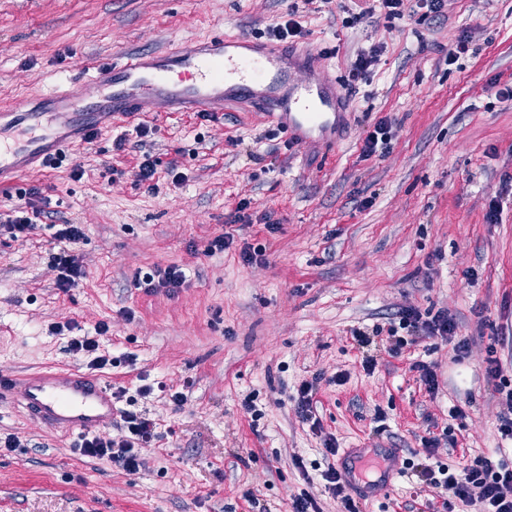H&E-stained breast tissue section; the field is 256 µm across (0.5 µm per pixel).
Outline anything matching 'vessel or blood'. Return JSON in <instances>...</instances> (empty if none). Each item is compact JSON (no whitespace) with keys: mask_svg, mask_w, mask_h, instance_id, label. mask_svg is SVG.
Instances as JSON below:
<instances>
[{"mask_svg":"<svg viewBox=\"0 0 512 512\" xmlns=\"http://www.w3.org/2000/svg\"><path fill=\"white\" fill-rule=\"evenodd\" d=\"M89 99L82 81L0 106V188L18 184L53 157L80 148L88 133L140 116L146 103L167 112L216 114L230 106L263 113L297 146L335 148L348 124L346 95L323 55L217 31L149 52H126L99 69ZM20 397L27 414L52 432L79 437L110 427V384L92 373L52 367L15 375L0 367V401ZM338 468L366 499L384 497L405 473L400 449H344Z\"/></svg>","mask_w":512,"mask_h":512,"instance_id":"vessel-or-blood-1","label":"vessel or blood"}]
</instances>
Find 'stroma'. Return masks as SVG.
<instances>
[{
	"instance_id": "35a3bbf8",
	"label": "stroma",
	"mask_w": 512,
	"mask_h": 512,
	"mask_svg": "<svg viewBox=\"0 0 512 512\" xmlns=\"http://www.w3.org/2000/svg\"><path fill=\"white\" fill-rule=\"evenodd\" d=\"M290 3L0 0V101L76 78L95 97L97 68L124 52L219 30L264 33ZM299 12L294 47L328 51L349 87L350 123L336 149L287 148L263 113L237 107L215 121L150 111L101 130L61 167L22 178L46 205L27 237L0 229V366L18 375L81 366L56 327L107 322L113 363L99 375L125 389L117 409L145 413L156 428L144 466L129 474L75 453L17 402L0 405V438L20 442L0 450V512H291L304 492L322 512H344L318 471L328 434L343 448L403 449L417 464L433 438L437 461H498L501 407L485 358L496 346L512 379V100L498 95L512 86V0H450L442 15L395 21L377 10L351 24L341 0ZM463 36L468 52L447 63ZM374 45L383 48L378 66L351 78L356 52ZM385 116L396 124L390 149L362 159L363 139ZM141 125L152 135L139 136ZM146 153L159 178L153 193L135 176ZM75 164L82 177L72 176ZM243 200L253 221L233 223ZM494 202L501 213L491 223ZM57 224L84 229L73 250L86 276L66 291L50 266ZM227 232L232 246L205 254ZM246 245L262 261L243 262ZM170 265L184 272L182 287L138 286ZM407 305L448 311L468 358L454 362L453 341L438 337L396 354L383 335L370 349L357 344L356 330L397 321ZM418 361L433 365L435 392ZM312 378L318 434L295 410ZM296 455L313 463L309 475ZM358 507L449 512L411 472L384 501Z\"/></svg>"
}]
</instances>
